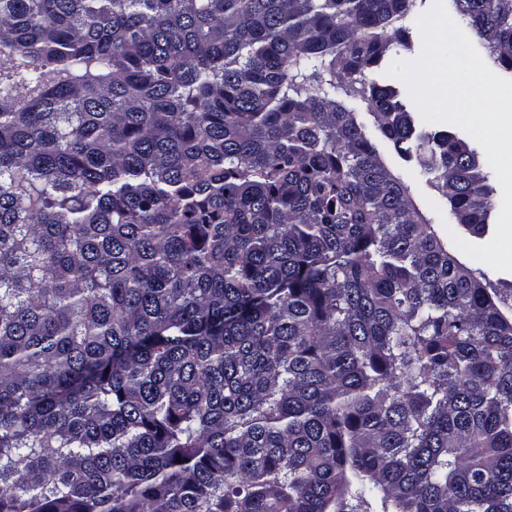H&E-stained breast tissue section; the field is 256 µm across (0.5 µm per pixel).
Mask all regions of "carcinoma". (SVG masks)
<instances>
[{"instance_id":"1","label":"carcinoma","mask_w":512,"mask_h":512,"mask_svg":"<svg viewBox=\"0 0 512 512\" xmlns=\"http://www.w3.org/2000/svg\"><path fill=\"white\" fill-rule=\"evenodd\" d=\"M415 2L0 0V512H512V304L336 99L486 236Z\"/></svg>"}]
</instances>
